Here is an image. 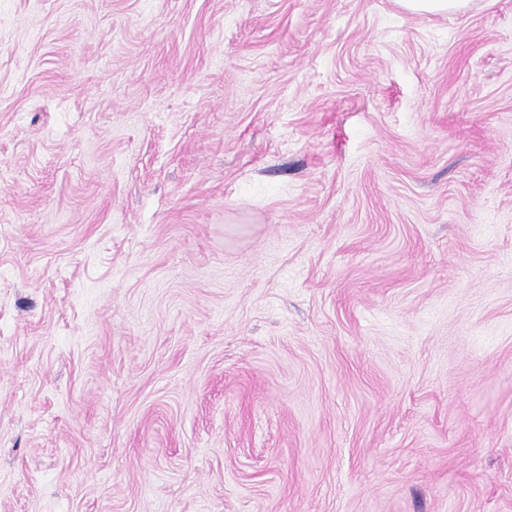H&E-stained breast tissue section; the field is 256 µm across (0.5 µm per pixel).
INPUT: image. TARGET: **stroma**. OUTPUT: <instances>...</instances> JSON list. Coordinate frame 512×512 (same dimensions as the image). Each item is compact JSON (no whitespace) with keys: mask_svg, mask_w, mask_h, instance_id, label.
I'll list each match as a JSON object with an SVG mask.
<instances>
[{"mask_svg":"<svg viewBox=\"0 0 512 512\" xmlns=\"http://www.w3.org/2000/svg\"><path fill=\"white\" fill-rule=\"evenodd\" d=\"M0 512H512V0H0ZM396 2L409 13L444 15L464 14L473 7L475 0H396Z\"/></svg>","mask_w":512,"mask_h":512,"instance_id":"35a3bbf8","label":"stroma"}]
</instances>
